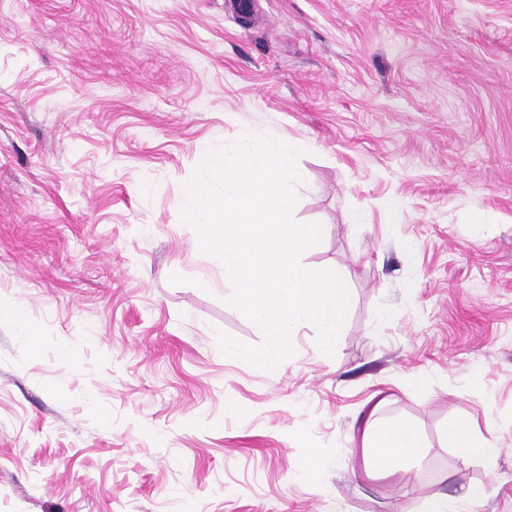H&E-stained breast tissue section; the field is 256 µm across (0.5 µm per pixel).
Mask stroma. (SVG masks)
Masks as SVG:
<instances>
[{
	"label": "stroma",
	"mask_w": 512,
	"mask_h": 512,
	"mask_svg": "<svg viewBox=\"0 0 512 512\" xmlns=\"http://www.w3.org/2000/svg\"><path fill=\"white\" fill-rule=\"evenodd\" d=\"M245 134L306 143L302 262L351 293L334 356L299 325L275 376L219 350L264 335L180 218ZM461 413L497 459L446 446ZM371 417L426 458L366 478ZM310 448L332 466L301 481ZM472 485L512 512V0H0V512H420Z\"/></svg>",
	"instance_id": "stroma-1"
}]
</instances>
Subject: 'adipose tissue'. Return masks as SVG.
I'll return each instance as SVG.
<instances>
[{
    "instance_id": "adipose-tissue-1",
    "label": "adipose tissue",
    "mask_w": 512,
    "mask_h": 512,
    "mask_svg": "<svg viewBox=\"0 0 512 512\" xmlns=\"http://www.w3.org/2000/svg\"><path fill=\"white\" fill-rule=\"evenodd\" d=\"M449 447L458 449L462 461L496 459L501 450L499 439L482 434L475 421L460 415L449 421L443 431ZM427 445L418 428L405 420L382 426H368L362 437V456L365 467L373 473H390L402 466L420 461Z\"/></svg>"
}]
</instances>
